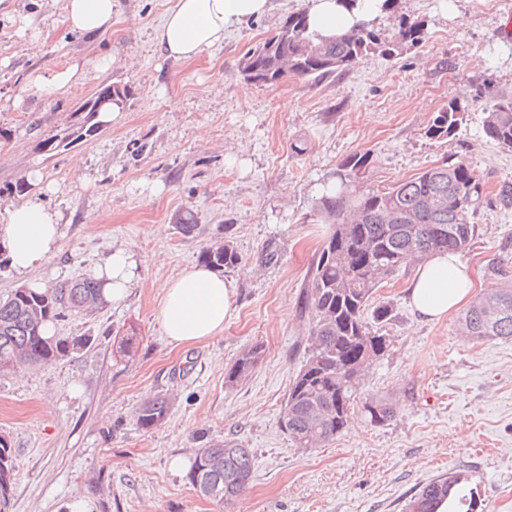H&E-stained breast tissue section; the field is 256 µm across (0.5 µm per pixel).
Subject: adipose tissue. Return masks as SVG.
I'll return each instance as SVG.
<instances>
[{"instance_id":"1","label":"adipose tissue","mask_w":512,"mask_h":512,"mask_svg":"<svg viewBox=\"0 0 512 512\" xmlns=\"http://www.w3.org/2000/svg\"><path fill=\"white\" fill-rule=\"evenodd\" d=\"M64 21L71 31L99 36L112 27L115 0H63ZM272 0H174L154 41L163 59L191 61L204 50L219 46L224 34L241 23L261 17ZM313 30L332 35L360 18L379 14L378 0H359L346 11L336 0H307ZM82 77L79 65L70 64L27 79L23 93L51 97L68 91ZM61 212L32 196L12 205L0 224V245L19 279L46 264L60 249ZM103 302L121 304L138 279V261L127 249H112L96 267ZM414 313L425 321L446 318L472 294L468 267L458 254L439 252L417 265L407 287ZM235 288L214 270L191 265L161 288L156 319L164 336L175 344L191 345L219 336L233 311Z\"/></svg>"}]
</instances>
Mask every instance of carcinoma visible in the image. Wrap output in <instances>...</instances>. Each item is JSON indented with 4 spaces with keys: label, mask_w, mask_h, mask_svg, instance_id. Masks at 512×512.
I'll return each mask as SVG.
<instances>
[{
    "label": "carcinoma",
    "mask_w": 512,
    "mask_h": 512,
    "mask_svg": "<svg viewBox=\"0 0 512 512\" xmlns=\"http://www.w3.org/2000/svg\"><path fill=\"white\" fill-rule=\"evenodd\" d=\"M425 23L397 14V0H383L381 16L355 23L334 36L309 27L306 11L294 12L269 37L247 52L245 79L264 86L281 81L282 68L298 77L321 81L349 71L365 57L396 55L405 46L421 42ZM94 113H85L73 131L46 140L67 146L95 131ZM464 117L456 101L437 112L425 128L430 140L450 141ZM485 135L512 149V95L502 96L485 110ZM372 160L369 152H356L323 181L315 209L331 225L318 258L307 272L302 311L309 319V342L301 367L290 383L281 426L298 448H320L341 435L350 424L356 405L372 425H384L395 416L385 399L360 400L363 377L372 364L391 348L390 337L374 326L390 320L391 308L372 305L377 290L397 276L401 258L418 261L438 250L464 251L474 238L473 218L486 203L484 182L470 164L455 155L414 178L392 186L365 188L361 179ZM457 205L442 208L443 197ZM202 260L217 270L242 263L234 242L211 245ZM490 286L459 317L460 328L471 340L512 338V269L489 267ZM102 304L100 286L91 278L66 280L55 288L34 292L14 289L0 299V371L26 363H49L84 349V336L46 337V323L69 314L91 312ZM262 346L244 349L225 374L234 387L244 382L259 362ZM171 405L157 396L136 411V422L149 431L161 425ZM250 449L234 439L208 442L196 450L189 483L202 497L229 504L248 487L253 476ZM11 444L0 439V512H9L15 483ZM476 512L478 501L461 475L450 472L429 482L410 504L411 512Z\"/></svg>",
    "instance_id": "1"
}]
</instances>
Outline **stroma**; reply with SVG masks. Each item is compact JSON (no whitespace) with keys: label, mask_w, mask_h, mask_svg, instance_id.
<instances>
[{"label":"stroma","mask_w":512,"mask_h":512,"mask_svg":"<svg viewBox=\"0 0 512 512\" xmlns=\"http://www.w3.org/2000/svg\"><path fill=\"white\" fill-rule=\"evenodd\" d=\"M171 4L117 0L111 31L90 39L66 29L62 0H0V218L34 194L63 214L61 249L31 280L52 288L91 277L116 247L139 261L123 305L55 323L56 335L90 337L88 347L0 373V435L17 472L10 512H406L451 469L469 475L483 512H512V339L467 340L454 312L418 320L406 290L412 268L374 296L391 308L382 331L392 346L360 389L388 400L395 417L374 426L354 412L342 436L315 449L296 447L280 426L308 337L306 274L329 231L314 210L324 178L368 151L364 184L383 188L455 152L489 194L512 186V149L483 131L486 108L512 93V39L498 34L512 0H399L400 15L425 23L420 44L318 83L291 75L272 87L246 81L239 61L306 0H273L268 15L190 62L155 51L153 30ZM104 54L112 67L101 71ZM74 60L85 65L82 83L19 98L29 74ZM105 83L130 90L119 117L47 150L46 139ZM452 100L466 109L455 137L425 138ZM33 170L41 182L30 180ZM188 214L198 229L185 237L175 226ZM473 222L460 257L478 294L489 286L488 264L512 267V206L482 207ZM227 236L243 259L227 273L233 316L212 340L168 343L156 321L161 287ZM124 336L135 339L129 357L119 349ZM255 344L257 367L227 387V369ZM161 394L171 400L168 418L141 429L137 409ZM227 438L252 450L254 473L222 508L170 462Z\"/></svg>","instance_id":"35a3bbf8"}]
</instances>
